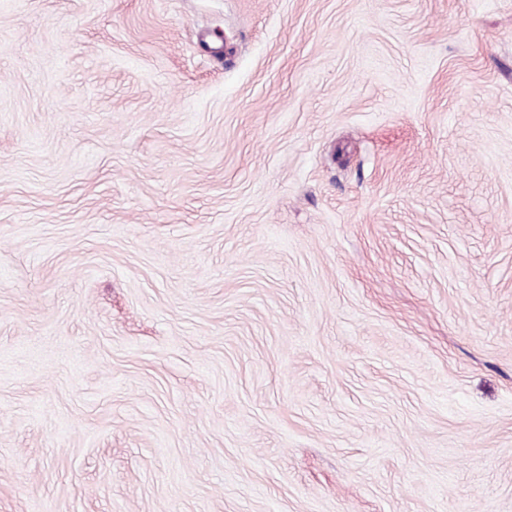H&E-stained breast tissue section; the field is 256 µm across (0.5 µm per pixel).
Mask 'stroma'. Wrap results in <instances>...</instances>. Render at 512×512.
<instances>
[{"label": "stroma", "mask_w": 512, "mask_h": 512, "mask_svg": "<svg viewBox=\"0 0 512 512\" xmlns=\"http://www.w3.org/2000/svg\"><path fill=\"white\" fill-rule=\"evenodd\" d=\"M0 512H512V0H0Z\"/></svg>", "instance_id": "stroma-1"}]
</instances>
